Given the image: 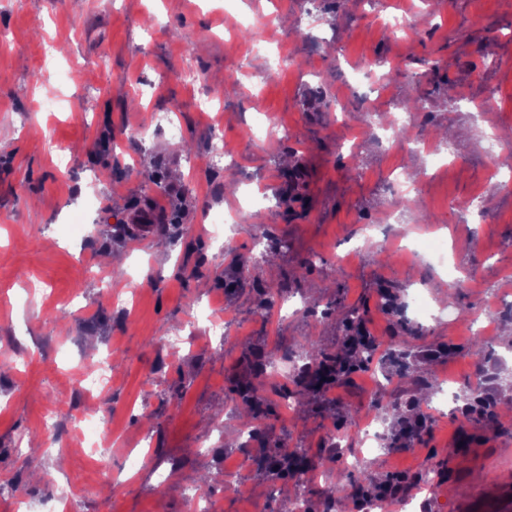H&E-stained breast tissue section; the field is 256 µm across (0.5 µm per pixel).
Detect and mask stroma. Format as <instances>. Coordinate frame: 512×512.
Instances as JSON below:
<instances>
[{"instance_id": "1", "label": "stroma", "mask_w": 512, "mask_h": 512, "mask_svg": "<svg viewBox=\"0 0 512 512\" xmlns=\"http://www.w3.org/2000/svg\"><path fill=\"white\" fill-rule=\"evenodd\" d=\"M388 4L412 12L413 33L386 32L371 0H322L326 25L305 33L298 17L306 0H237L232 10L224 0H0V28L12 33L0 43V348L26 359L0 362V476L25 482L36 512H50L52 478L83 487L79 512H183L186 494L200 487L215 512H285L301 491L321 512L324 483L370 490L394 474L430 471L435 478L420 492L427 512H454L456 500L512 472V412L494 381L500 368L512 370V336L496 323L499 307L512 308V190L504 187L512 177L486 149L489 137L512 131V0ZM240 10L273 16L267 37L292 57L290 67L266 77L268 56L231 34ZM183 59L196 82L176 77ZM368 63L385 87L375 111L409 98L423 110L403 134L408 148L379 146L363 95L343 78ZM233 77L235 94L223 96ZM48 86L59 92L58 111L34 105ZM79 97L93 104L82 120L69 109ZM166 111L177 113L182 136L148 139L130 163L118 142ZM262 113L276 124L250 140L244 121ZM217 122L232 149L225 168L255 199L227 225L224 254L196 230L204 210L237 202L205 192L225 180L203 163ZM396 164L415 174L418 193L390 235L444 241L447 269L395 247L346 254L353 225L380 223L394 206L387 183ZM136 210L159 214L153 235L126 232ZM79 211L86 236L62 242L59 227ZM254 224L270 225L269 238L256 240ZM280 241L287 250L271 257ZM115 251L125 258L115 287L136 298L128 316L100 292V273L113 270L104 256ZM242 255L254 260L253 280L286 285L290 307L261 310L253 280L241 277ZM307 259L311 271L295 278ZM384 288L400 300L424 289L493 323L494 339L479 349L476 326L386 313ZM211 304L224 337L206 330ZM354 305L372 336L409 352L407 367L372 361L346 375L325 406L306 400L288 410L280 396L293 386L287 369L255 376L247 355L274 341L287 351L304 341L338 350ZM164 336L184 337L177 355L163 348ZM108 348L112 382L89 396L67 391L65 373L90 367ZM375 372L390 373L402 408L429 414L433 390L448 383L480 388L494 414L431 417L407 452H367L359 468H346L326 438L350 432L386 401ZM243 382L267 392L270 441H292L311 459L307 488L266 475L257 448L243 445L242 410L229 405ZM56 403L64 447L19 452L18 436L39 434ZM83 416L104 417L112 429L111 482L76 445L72 422ZM204 436L206 448L198 445Z\"/></svg>"}]
</instances>
